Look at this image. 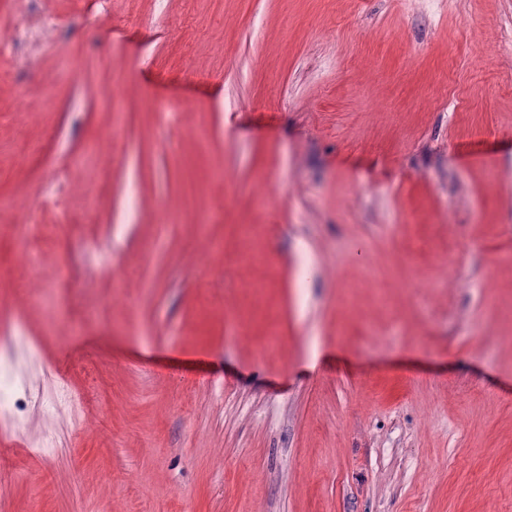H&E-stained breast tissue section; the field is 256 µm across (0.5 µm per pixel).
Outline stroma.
I'll use <instances>...</instances> for the list:
<instances>
[{
	"label": "stroma",
	"instance_id": "stroma-1",
	"mask_svg": "<svg viewBox=\"0 0 512 512\" xmlns=\"http://www.w3.org/2000/svg\"><path fill=\"white\" fill-rule=\"evenodd\" d=\"M42 8L0 512H512V0Z\"/></svg>",
	"mask_w": 512,
	"mask_h": 512
}]
</instances>
